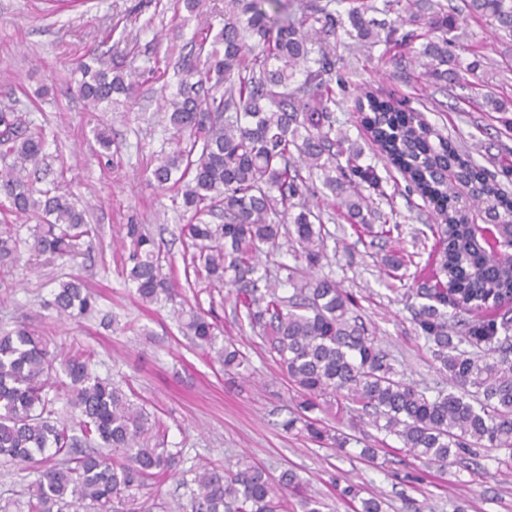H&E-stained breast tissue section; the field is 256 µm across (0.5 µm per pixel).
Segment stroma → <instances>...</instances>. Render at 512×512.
I'll return each instance as SVG.
<instances>
[{
    "mask_svg": "<svg viewBox=\"0 0 512 512\" xmlns=\"http://www.w3.org/2000/svg\"><path fill=\"white\" fill-rule=\"evenodd\" d=\"M468 32L467 47H454L462 62L472 60L470 46L484 56L495 87L512 97V41L490 26L472 21L466 0H441ZM196 21H183L173 0H88L84 7L48 13L45 0H0V108L12 107L47 134V180L59 181L80 206H90L101 243L92 256L61 265L44 260L27 267L0 264V327L13 328L34 318L43 335L64 349L82 346L91 353L90 368L101 378L133 391L147 410L167 427V445L180 451L183 468L245 460L271 475L291 469L320 494L325 512H352L329 484L350 479L367 493L381 496L387 512H452L463 499L468 512H512V468L501 464L493 448H478L457 464L427 467L387 437L375 460L359 444L344 450L315 445L281 423L289 415L294 392L271 357L266 343L234 312L227 291L210 293L206 283L183 292L185 301H215L224 320V336L251 357L247 378L228 382L206 351L181 331L174 304L145 305L121 274L119 240L129 219L150 225L163 241L162 265L182 271L184 219L169 192L151 180L172 129L163 109L177 88L185 63L194 56L189 45ZM99 48L114 63L145 69L133 98L104 112L82 99L71 79V64L90 48ZM381 48L357 49L344 31L336 33L330 74L341 108L335 116L350 140L375 166L400 224L392 236L354 231L344 218L329 229L330 254L323 271L353 293L367 329L390 353L405 377L422 387H444L424 341L416 333L397 280L381 269L385 256H412L410 272H423L437 242L429 233L436 213L419 193L408 191L401 172L378 153L362 124L355 102L364 90L402 102L422 112L429 125L453 146L464 147L472 161L491 173L512 162V132L501 115L480 108L470 88H438L417 82L414 50L405 66L384 64ZM113 140L114 160L99 157L96 132ZM81 275L98 295L97 310L77 321L58 320L45 309L59 280ZM419 474L415 483L406 473Z\"/></svg>",
    "mask_w": 512,
    "mask_h": 512,
    "instance_id": "obj_1",
    "label": "stroma"
}]
</instances>
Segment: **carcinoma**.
<instances>
[{"mask_svg":"<svg viewBox=\"0 0 512 512\" xmlns=\"http://www.w3.org/2000/svg\"><path fill=\"white\" fill-rule=\"evenodd\" d=\"M335 0H225L224 24L202 23L191 37L203 67L186 66L169 100L167 117L174 148L151 172L161 189L181 197L185 225L183 274L187 286L232 287L237 317L257 329L296 396L282 427L342 450L363 417L396 437L425 466L445 467L471 448H496L512 461V198L448 140L433 136L420 114L400 110L372 91L358 101L379 151L409 187L425 196L442 218L432 228L440 247L425 279H413L406 294L415 330L448 375L450 390L434 395L405 381L389 355L353 316L354 295L327 276L311 274L327 258L330 232L325 209L305 203L303 189L314 172L333 205L356 230L372 232L375 211L359 187L378 189L374 167L336 132L331 106L336 93L324 74L333 66L330 38L350 25L371 46L383 42L388 63L400 67L404 50L421 44L426 79L458 80L461 65L448 59L458 36L457 20L433 0L427 13L412 12V0H351L342 19ZM294 6L303 19L295 21ZM404 9L409 18L378 23L370 13ZM469 11L512 36V0H470ZM412 25L402 30L404 24ZM78 94L95 106L130 98L144 72L116 66L88 51L77 60ZM482 106L512 110V99L493 91ZM0 196L8 212L35 219L30 239L12 224L0 226V261L27 266L40 257L68 261L95 231L87 212L57 187H36L43 134L22 125L10 108L0 109ZM121 261L135 294L145 304L172 302L180 282L159 264L160 245L143 224L125 225ZM291 247L294 265L270 270L259 255ZM94 294L71 276L54 289L45 308L60 318L91 313ZM184 335L236 377L248 369L247 352L229 341L216 345L220 330L214 304L181 306ZM91 353L49 350L30 325L0 332V463L33 477L25 486L23 512H152L137 505L135 490L149 479L176 474L180 452L165 444L166 424L114 384L90 371ZM70 380L69 427L57 418V370ZM336 408L349 416L348 429H330L314 416ZM356 512H386L385 501L365 498L353 484H334ZM323 512L324 503L291 469L278 478L247 461L202 467L190 480V512Z\"/></svg>","mask_w":512,"mask_h":512,"instance_id":"1","label":"carcinoma"}]
</instances>
